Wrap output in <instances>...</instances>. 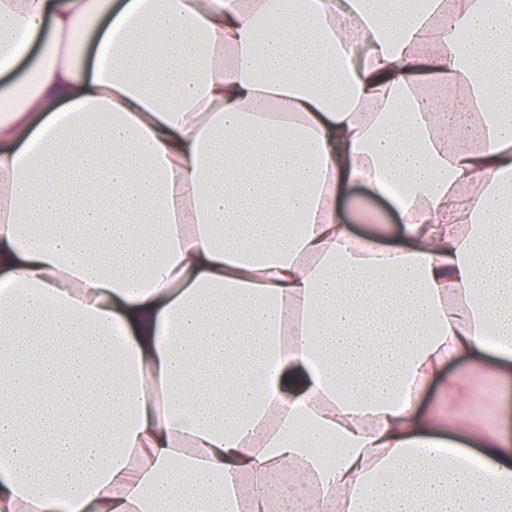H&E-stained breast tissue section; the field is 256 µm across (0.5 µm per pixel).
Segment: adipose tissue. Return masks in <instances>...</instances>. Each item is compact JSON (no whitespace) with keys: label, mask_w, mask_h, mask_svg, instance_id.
Wrapping results in <instances>:
<instances>
[{"label":"adipose tissue","mask_w":512,"mask_h":512,"mask_svg":"<svg viewBox=\"0 0 512 512\" xmlns=\"http://www.w3.org/2000/svg\"><path fill=\"white\" fill-rule=\"evenodd\" d=\"M30 58L0 512H512L466 413L512 367V0H0V75ZM358 179L403 188V244L345 229ZM470 362V357H462L446 366L444 371L436 375L433 380L427 383L420 396L418 403L419 410L421 412H425L437 401L441 387L444 385V383L448 382V373L455 374L459 369L469 365Z\"/></svg>","instance_id":"obj_1"}]
</instances>
